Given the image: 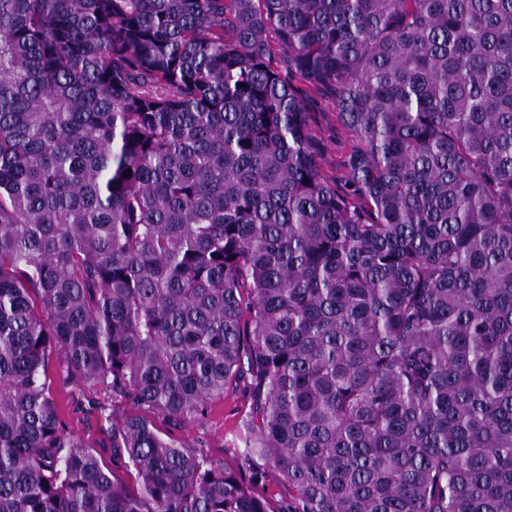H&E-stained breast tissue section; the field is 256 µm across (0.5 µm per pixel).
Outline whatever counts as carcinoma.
<instances>
[{
    "instance_id": "cac0c4a2",
    "label": "carcinoma",
    "mask_w": 512,
    "mask_h": 512,
    "mask_svg": "<svg viewBox=\"0 0 512 512\" xmlns=\"http://www.w3.org/2000/svg\"><path fill=\"white\" fill-rule=\"evenodd\" d=\"M54 359L138 409L136 492ZM241 380L243 471L171 436ZM270 473L512 512V0H0V512H271ZM295 84L306 91L303 95L306 111L310 112L321 145L319 156L321 167L328 175L335 176L338 180L343 179L344 170L341 167V161L349 147L350 138L336 121V110L331 95L325 91L310 92L298 81ZM50 376L51 392L68 430L99 452L104 464L112 469L114 478L120 485L128 491H136L137 482L134 474L128 472L123 465L114 462L112 464L109 440L112 421L101 419L97 409L99 405H106L107 400L112 404L104 387L87 388L70 384L65 381L56 363L50 368Z\"/></svg>"
}]
</instances>
